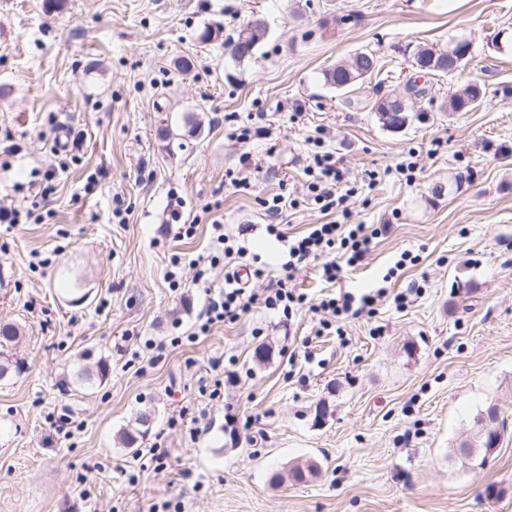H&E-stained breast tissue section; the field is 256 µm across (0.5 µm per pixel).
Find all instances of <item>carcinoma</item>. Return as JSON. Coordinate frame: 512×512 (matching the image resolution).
Segmentation results:
<instances>
[{
	"instance_id": "cac0c4a2",
	"label": "carcinoma",
	"mask_w": 512,
	"mask_h": 512,
	"mask_svg": "<svg viewBox=\"0 0 512 512\" xmlns=\"http://www.w3.org/2000/svg\"><path fill=\"white\" fill-rule=\"evenodd\" d=\"M266 26L261 20H254L237 30L236 35L224 41V46L231 49V56L242 61L253 56L257 46L264 40ZM467 39H458L448 46V51L437 50L428 46H417L412 50V62L426 67L424 73L434 76H446L448 72L439 69L440 62L447 59L448 53L460 47L469 46ZM372 77L363 75L353 67V58L340 62L323 71L326 85L336 91L342 103L350 108L368 109L376 114L379 122L386 128H399L406 123L407 113L412 105L421 102L431 93V88L408 82L400 93L388 92L376 98L364 100L360 97L361 86ZM483 93L478 85H468L461 92L450 95L448 111L469 112L482 105ZM18 342L17 329L10 325L0 328V380L19 374L24 369V361L15 357L14 346ZM105 375L104 367L94 372L83 365L75 372V380L82 388L93 386L95 377ZM496 419L495 406L487 407L474 419L473 433L462 441L456 452L463 458L481 463L485 460V449L491 447L498 436L491 423Z\"/></svg>"
}]
</instances>
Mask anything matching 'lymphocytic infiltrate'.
Returning <instances> with one entry per match:
<instances>
[{"mask_svg":"<svg viewBox=\"0 0 512 512\" xmlns=\"http://www.w3.org/2000/svg\"><path fill=\"white\" fill-rule=\"evenodd\" d=\"M306 172L311 178L308 190L313 204L330 217L332 213H340L341 221L331 218L324 224H312L304 234L292 237L280 225H269V234L287 247L288 259L279 274L268 278L267 288L255 293L241 287L236 273L226 272L223 292L208 297L205 302V320L198 327L199 333H207L219 323L236 322L261 307L280 312L284 319H292L306 301L303 294L290 287L301 266L320 261L322 278L333 283L340 278L344 267L360 263L369 252L380 230L371 224L351 223V211L346 203L355 196L356 190L343 188V171L334 156L328 152H314ZM388 297L392 298L396 308L401 309L406 306L410 293L405 290L393 294L385 287L359 295L342 292L322 298L318 308L341 320L357 318L374 313L377 303Z\"/></svg>","mask_w":512,"mask_h":512,"instance_id":"lymphocytic-infiltrate-1","label":"lymphocytic infiltrate"}]
</instances>
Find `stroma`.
Returning <instances> with one entry per match:
<instances>
[{"instance_id": "obj_1", "label": "stroma", "mask_w": 512, "mask_h": 512, "mask_svg": "<svg viewBox=\"0 0 512 512\" xmlns=\"http://www.w3.org/2000/svg\"><path fill=\"white\" fill-rule=\"evenodd\" d=\"M255 19L264 40L233 60L224 36ZM460 37L468 60L396 130L322 79L372 49L365 95L399 91L418 75L401 47ZM470 84L484 103L448 111ZM251 123L270 137L235 140ZM316 137L357 189L353 223L386 232L337 283L296 273L291 328L257 308L197 334L225 269L182 265L173 288L172 254L213 253L217 220L277 275L267 224L327 221L307 202ZM1 204L36 219L0 227V326L25 361L0 381V512H512V0H0ZM406 250L418 262L395 270ZM388 273L419 289L405 308L317 335L311 302ZM147 337L162 357H139ZM100 362L102 381L71 385ZM491 405L503 439L473 467L457 448ZM308 459L317 475L288 477Z\"/></svg>"}]
</instances>
